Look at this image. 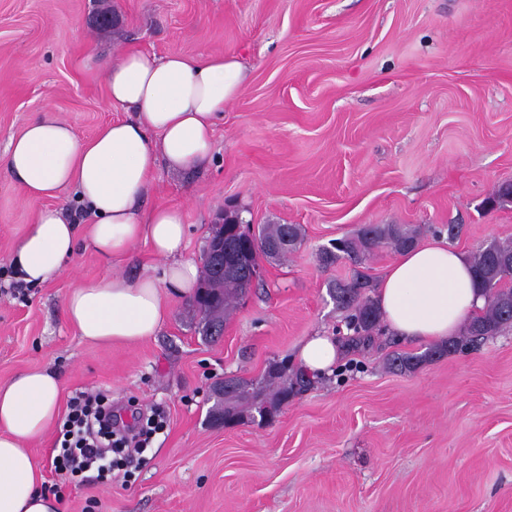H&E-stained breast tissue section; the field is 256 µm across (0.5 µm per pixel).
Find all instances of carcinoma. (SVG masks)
I'll use <instances>...</instances> for the list:
<instances>
[{"instance_id": "cac0c4a2", "label": "carcinoma", "mask_w": 512, "mask_h": 512, "mask_svg": "<svg viewBox=\"0 0 512 512\" xmlns=\"http://www.w3.org/2000/svg\"><path fill=\"white\" fill-rule=\"evenodd\" d=\"M224 228L227 233L224 258H203V278L195 298L198 330L206 341L221 336L224 322L254 287L248 271L258 264L259 257L268 256L266 246L288 236V249L276 254L280 258L293 251L302 238V230L296 224H261L250 248L244 249L238 242L239 235L232 233L233 225L227 223ZM419 233L420 228L407 224H365L355 234L336 242V251L325 249L320 253L319 261L324 265L347 259L357 266L349 279L330 288L336 307L348 313L353 325L352 344H370L382 318L374 301L372 280L361 270L362 265L381 248L400 252L413 246ZM471 260L477 288L485 299L480 314L469 320L460 336L445 346L419 356L392 355V367L411 372L427 359L471 347L512 329V242L493 240L473 252ZM308 384L302 373L288 375V365L284 363L270 369L261 381L226 378L224 398L216 401L209 417L215 422L222 419L226 424L250 423L260 427L270 422L288 402L294 388L301 389Z\"/></svg>"}]
</instances>
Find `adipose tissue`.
Wrapping results in <instances>:
<instances>
[{"instance_id":"1","label":"adipose tissue","mask_w":512,"mask_h":512,"mask_svg":"<svg viewBox=\"0 0 512 512\" xmlns=\"http://www.w3.org/2000/svg\"><path fill=\"white\" fill-rule=\"evenodd\" d=\"M103 76L112 105L124 109L126 118L81 141L68 124L45 114L10 140L5 166L32 202L75 189L92 219L88 237L106 260L123 258L139 241L161 259V266L134 279L105 274L84 281L64 301L65 317L83 339L138 343L155 336L168 319L169 295L191 296L198 277L196 265L180 257L187 236L183 208L146 211L139 201L159 163L187 170L208 161L224 105L239 96L245 75L232 54L160 57L127 48ZM77 244L70 215L42 209L9 262L18 280L41 285L64 272ZM376 299L392 332L426 342L454 335L484 305L466 255L437 239L400 252L379 282ZM339 359L337 340L317 334L303 343L297 364L304 372L329 375ZM60 394V379L47 368L0 383V512H60L29 448L55 424Z\"/></svg>"}]
</instances>
